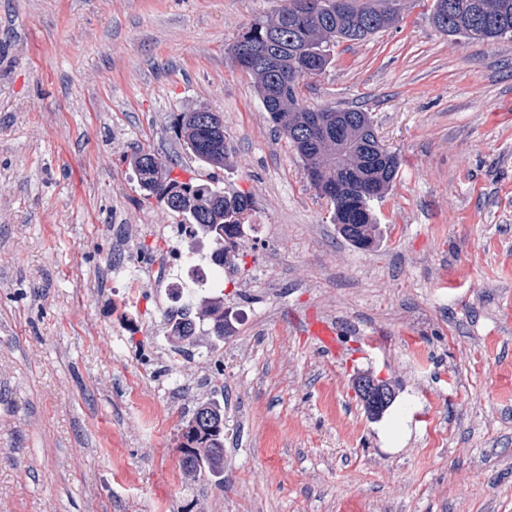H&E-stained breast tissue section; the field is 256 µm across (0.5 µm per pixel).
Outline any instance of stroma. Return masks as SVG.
<instances>
[{
  "mask_svg": "<svg viewBox=\"0 0 512 512\" xmlns=\"http://www.w3.org/2000/svg\"><path fill=\"white\" fill-rule=\"evenodd\" d=\"M282 0H0V512H512V36H445L432 0L337 44L306 106L369 112L401 165L363 250L229 55ZM219 112L207 168L176 115ZM254 200L220 296L175 353L173 289L125 304L109 224L178 223L126 158ZM336 322L323 355L305 333ZM397 398L368 416L353 381ZM224 407V476L177 446Z\"/></svg>",
  "mask_w": 512,
  "mask_h": 512,
  "instance_id": "obj_1",
  "label": "stroma"
}]
</instances>
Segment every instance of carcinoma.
Returning a JSON list of instances; mask_svg holds the SVG:
<instances>
[{
  "label": "carcinoma",
  "instance_id": "1",
  "mask_svg": "<svg viewBox=\"0 0 512 512\" xmlns=\"http://www.w3.org/2000/svg\"><path fill=\"white\" fill-rule=\"evenodd\" d=\"M399 20L396 0H285L275 17L254 18L230 47L232 59L255 79L256 92L275 131L295 148L310 184L333 205L331 220L355 247L374 243L378 224L370 202L388 189L400 158L377 150L368 112L310 108L300 96L302 83L320 74L340 41H363ZM432 26L446 36L495 40L512 33V0H433ZM175 135L194 158L221 168L230 146L224 123L202 107L179 113ZM128 165L147 197H157L180 216L186 237L207 236L210 261L219 268L236 267L238 240L253 199L228 194L211 183L181 182L157 158L142 150ZM220 226L223 233L213 231ZM212 323V334L224 339V299L200 305L189 298L170 317V336L184 346L196 339V321ZM224 419L214 399L197 403L184 426L196 431L195 445L183 451L186 470L224 473V433L208 431L207 421Z\"/></svg>",
  "mask_w": 512,
  "mask_h": 512
}]
</instances>
